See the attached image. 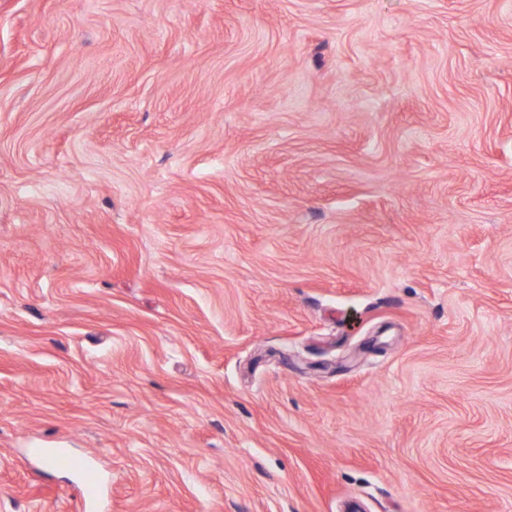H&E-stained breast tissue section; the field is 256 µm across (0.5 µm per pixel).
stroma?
I'll return each instance as SVG.
<instances>
[{
    "instance_id": "obj_1",
    "label": "stroma",
    "mask_w": 512,
    "mask_h": 512,
    "mask_svg": "<svg viewBox=\"0 0 512 512\" xmlns=\"http://www.w3.org/2000/svg\"><path fill=\"white\" fill-rule=\"evenodd\" d=\"M512 512V0H0V512Z\"/></svg>"
}]
</instances>
